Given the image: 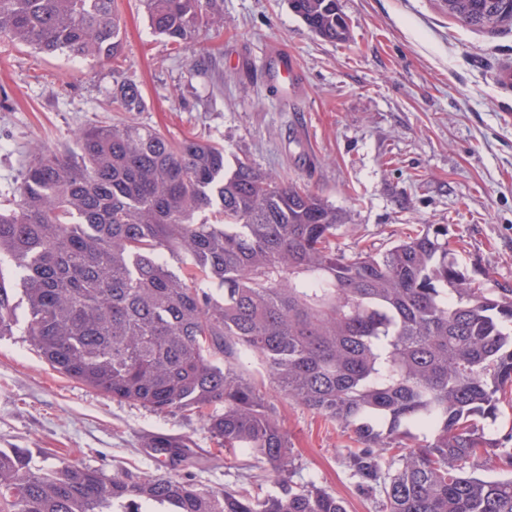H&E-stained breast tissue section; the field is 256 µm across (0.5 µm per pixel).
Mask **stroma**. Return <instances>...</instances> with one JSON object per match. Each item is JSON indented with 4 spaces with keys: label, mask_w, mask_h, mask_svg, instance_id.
I'll return each mask as SVG.
<instances>
[{
    "label": "stroma",
    "mask_w": 512,
    "mask_h": 512,
    "mask_svg": "<svg viewBox=\"0 0 512 512\" xmlns=\"http://www.w3.org/2000/svg\"><path fill=\"white\" fill-rule=\"evenodd\" d=\"M224 30L201 27L178 52L153 33L140 0H118L119 65L0 45V194L20 178L33 144L64 151L78 128L134 122L167 137L223 146L227 161L323 195L345 214L336 247L389 248L428 228L483 287L512 289V94L496 74L512 61V27L460 25L438 0H338L350 27L337 44L310 32L288 0H216ZM288 56L298 77L281 92ZM144 111H121L119 83ZM294 483L308 480L347 512H380L348 459L355 436L277 393ZM158 433L190 441L192 460L161 465ZM0 448H27L42 469L65 461L104 475H186L203 489L274 492L267 463L218 449L197 415L118 402L53 370L23 326L0 337ZM119 108L124 112H141L145 102L140 90L133 84L117 85L112 92Z\"/></svg>",
    "instance_id": "obj_1"
}]
</instances>
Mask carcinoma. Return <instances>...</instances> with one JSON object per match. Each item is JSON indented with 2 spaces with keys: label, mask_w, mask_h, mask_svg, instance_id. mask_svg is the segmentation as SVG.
Masks as SVG:
<instances>
[{
  "label": "carcinoma",
  "mask_w": 512,
  "mask_h": 512,
  "mask_svg": "<svg viewBox=\"0 0 512 512\" xmlns=\"http://www.w3.org/2000/svg\"><path fill=\"white\" fill-rule=\"evenodd\" d=\"M141 3L178 47L202 21L224 28L213 0ZM288 4L322 39H349L337 0ZM444 6L472 29L512 25V0ZM0 40L78 60L123 53L116 0H0ZM112 96L124 112L145 107L133 84ZM74 144L31 146L0 201V337L18 324L19 296L29 342L54 370L116 401L197 414L219 447L269 464L278 491L67 462L34 469L27 449L8 448L0 512H345L333 494L288 480L270 389L356 435L359 485L381 487L383 512H512V448L475 422L512 395L511 289L470 280L424 230L346 255L326 199L241 159L230 166L222 147L131 123L80 129ZM248 357L268 383L243 374ZM152 447L187 455L164 435ZM485 455L499 477L463 470Z\"/></svg>",
  "instance_id": "cac0c4a2"
}]
</instances>
